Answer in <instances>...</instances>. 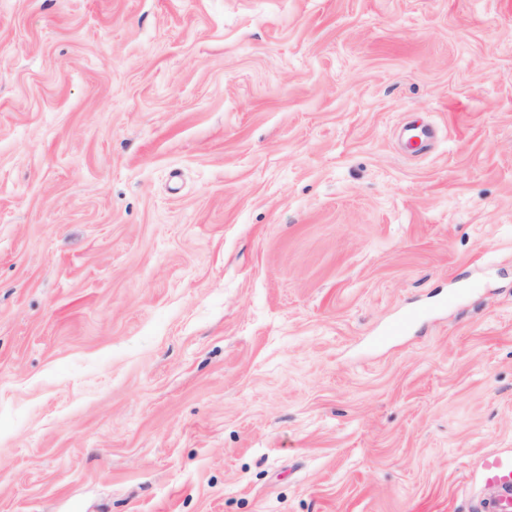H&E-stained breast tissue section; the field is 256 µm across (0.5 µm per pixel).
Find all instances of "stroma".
I'll use <instances>...</instances> for the list:
<instances>
[{
	"label": "stroma",
	"mask_w": 512,
	"mask_h": 512,
	"mask_svg": "<svg viewBox=\"0 0 512 512\" xmlns=\"http://www.w3.org/2000/svg\"><path fill=\"white\" fill-rule=\"evenodd\" d=\"M494 451L512 0H0V512H478Z\"/></svg>",
	"instance_id": "obj_1"
}]
</instances>
